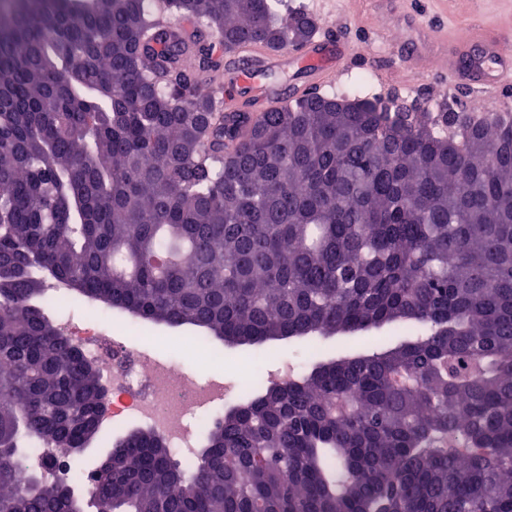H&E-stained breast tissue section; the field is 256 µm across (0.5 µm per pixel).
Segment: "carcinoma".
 Segmentation results:
<instances>
[{
  "label": "carcinoma",
  "mask_w": 512,
  "mask_h": 512,
  "mask_svg": "<svg viewBox=\"0 0 512 512\" xmlns=\"http://www.w3.org/2000/svg\"><path fill=\"white\" fill-rule=\"evenodd\" d=\"M281 3L0 8V512H84L77 453L15 492L22 439L100 433L43 274L207 345L418 329L252 379L192 478L129 429L94 472L117 512H512V114L318 92L224 112L228 53L311 40Z\"/></svg>",
  "instance_id": "carcinoma-1"
}]
</instances>
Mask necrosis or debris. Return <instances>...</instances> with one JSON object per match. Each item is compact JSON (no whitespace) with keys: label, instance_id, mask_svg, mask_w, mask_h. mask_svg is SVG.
<instances>
[{"label":"necrosis or debris","instance_id":"4bbe7bcc","mask_svg":"<svg viewBox=\"0 0 512 512\" xmlns=\"http://www.w3.org/2000/svg\"><path fill=\"white\" fill-rule=\"evenodd\" d=\"M48 312L61 332L93 357L112 380L110 426L136 423L166 437L177 461L193 470L196 447L205 423L237 388L221 377L200 379L172 359L160 356L153 337L140 325L127 321L117 330L95 305L78 314H61L66 292L62 284H45Z\"/></svg>","mask_w":512,"mask_h":512}]
</instances>
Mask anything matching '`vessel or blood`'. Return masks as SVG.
Instances as JSON below:
<instances>
[{"mask_svg":"<svg viewBox=\"0 0 512 512\" xmlns=\"http://www.w3.org/2000/svg\"><path fill=\"white\" fill-rule=\"evenodd\" d=\"M358 51V44L326 33L296 51L294 60L307 70L311 89L319 90L342 78ZM233 59L237 69L224 85L225 111L263 113L283 105V90L246 74L247 68L257 63L280 64V56L263 44L253 43L239 47ZM435 68L441 82L476 90L488 91L512 83V26L471 27L466 34L453 38L451 49Z\"/></svg>","mask_w":512,"mask_h":512,"instance_id":"b4317fda","label":"vessel or blood"}]
</instances>
